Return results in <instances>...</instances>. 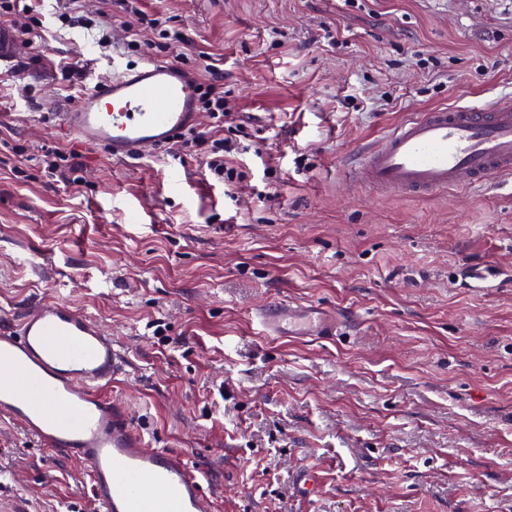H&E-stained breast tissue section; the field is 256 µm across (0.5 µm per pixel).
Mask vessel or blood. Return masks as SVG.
Returning <instances> with one entry per match:
<instances>
[{"mask_svg":"<svg viewBox=\"0 0 512 512\" xmlns=\"http://www.w3.org/2000/svg\"><path fill=\"white\" fill-rule=\"evenodd\" d=\"M197 99L196 80L179 64L146 60L93 77L58 123L123 161L193 129ZM351 177L375 194L409 196L512 179V100L407 117L362 150ZM254 320L263 335L299 340H330L344 326L316 303L267 304ZM122 365L94 317L38 302L15 325L0 324V418L87 463L100 512H210L205 478L185 453L151 447L129 406L107 395Z\"/></svg>","mask_w":512,"mask_h":512,"instance_id":"obj_1","label":"vessel or blood"}]
</instances>
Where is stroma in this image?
<instances>
[{
  "mask_svg": "<svg viewBox=\"0 0 512 512\" xmlns=\"http://www.w3.org/2000/svg\"><path fill=\"white\" fill-rule=\"evenodd\" d=\"M81 3L93 29L56 27L44 0L50 36L0 69V135L29 157L18 178L0 151V320L64 300L101 321L124 361L113 398L186 453L214 512H512V194L377 196L349 174L409 115L512 96V0H142L187 35L199 82L198 52L218 59L259 140L230 198L201 159L60 136L82 91L62 67L133 65L153 37L119 0ZM48 146L80 154L85 185L44 176ZM288 301L336 309L345 334H259L256 308ZM88 483L0 420V501L97 512Z\"/></svg>",
  "mask_w": 512,
  "mask_h": 512,
  "instance_id": "stroma-1",
  "label": "stroma"
}]
</instances>
